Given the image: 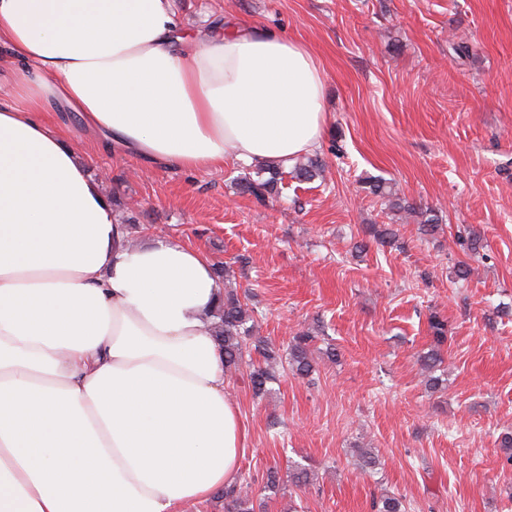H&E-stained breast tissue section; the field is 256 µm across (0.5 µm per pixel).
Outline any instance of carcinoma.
<instances>
[{
  "label": "carcinoma",
  "instance_id": "cac0c4a2",
  "mask_svg": "<svg viewBox=\"0 0 512 512\" xmlns=\"http://www.w3.org/2000/svg\"><path fill=\"white\" fill-rule=\"evenodd\" d=\"M269 177L264 180H254L244 175L236 178L238 190L262 198L277 190L282 180L280 165L266 164L262 167ZM293 176L310 181L325 177V164L316 155H304L296 159L292 166ZM370 194L380 198L384 205L399 220L406 223L414 220L421 225V231L432 234L438 230L441 221L439 215L430 208H422L401 195L394 185L385 180L373 177L367 180ZM217 321L213 324V332L224 349V368L230 374L241 367H247V377L252 392L262 397L267 392V383L274 379V366L282 362V356L268 342L256 336V321L254 311L244 302L234 289H224L217 306ZM429 328L436 346L421 357L422 371L427 380H433L432 373L440 362V346L448 339L447 322L433 314L429 318ZM313 337L299 334L292 338L288 345L287 360L293 371L300 375L313 370L309 358V346ZM254 481L242 480L224 489V512H256L262 507L257 502L258 493L253 488ZM376 512H408L402 500L397 497H383L374 503Z\"/></svg>",
  "mask_w": 512,
  "mask_h": 512
}]
</instances>
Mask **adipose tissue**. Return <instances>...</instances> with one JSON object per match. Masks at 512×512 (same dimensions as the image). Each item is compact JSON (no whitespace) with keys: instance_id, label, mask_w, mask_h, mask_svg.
I'll return each instance as SVG.
<instances>
[{"instance_id":"obj_1","label":"adipose tissue","mask_w":512,"mask_h":512,"mask_svg":"<svg viewBox=\"0 0 512 512\" xmlns=\"http://www.w3.org/2000/svg\"><path fill=\"white\" fill-rule=\"evenodd\" d=\"M0 512H183L235 483L245 430L209 319L211 260L132 245L86 156L188 171L320 148L326 74L303 42L172 0H0Z\"/></svg>"}]
</instances>
